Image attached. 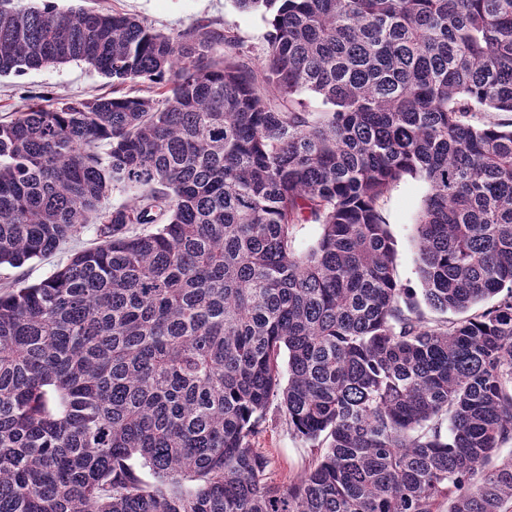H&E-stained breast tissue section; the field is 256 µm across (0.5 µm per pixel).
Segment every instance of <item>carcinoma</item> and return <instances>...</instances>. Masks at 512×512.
<instances>
[{"label": "carcinoma", "instance_id": "cac0c4a2", "mask_svg": "<svg viewBox=\"0 0 512 512\" xmlns=\"http://www.w3.org/2000/svg\"><path fill=\"white\" fill-rule=\"evenodd\" d=\"M234 3L256 58L0 0V76L112 80L0 121V265L97 226L0 290V512H512V0ZM406 175L425 305L491 306L433 321L397 280ZM276 399L310 452L286 486L252 443ZM425 193L422 181L406 176L390 191L382 209L395 243L397 277L403 285L415 289L420 288L415 219ZM93 224L85 229L79 240L62 245L52 255L27 261L19 268L0 267V287L12 283L14 280H25L26 284H32L45 278L58 266L64 265L73 249L88 247L96 239V230Z\"/></svg>", "mask_w": 512, "mask_h": 512}]
</instances>
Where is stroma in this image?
Returning a JSON list of instances; mask_svg holds the SVG:
<instances>
[{"label":"stroma","mask_w":512,"mask_h":512,"mask_svg":"<svg viewBox=\"0 0 512 512\" xmlns=\"http://www.w3.org/2000/svg\"><path fill=\"white\" fill-rule=\"evenodd\" d=\"M98 7L132 15L156 30L173 33L204 19L215 27L233 29L252 55H259L264 42L265 24L259 15L236 9L233 0H97ZM110 79L79 62L47 66L21 76L0 77V119L20 109L28 94H64L73 97L107 95ZM426 193L425 184L407 176L390 191L383 204V215L396 249V273L409 288L419 285L415 219ZM95 228L84 230L79 240L62 245L52 255L27 261L18 268L0 267V287L22 280L32 284L64 265L76 247L90 246ZM254 445L270 460V477L285 484L302 472L308 449L288 428L279 404H271Z\"/></svg>","instance_id":"1"}]
</instances>
